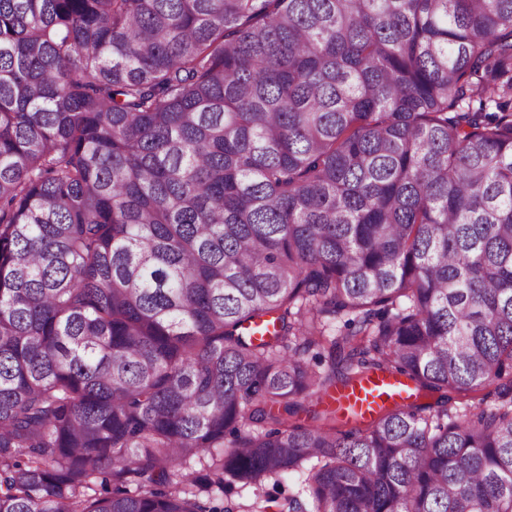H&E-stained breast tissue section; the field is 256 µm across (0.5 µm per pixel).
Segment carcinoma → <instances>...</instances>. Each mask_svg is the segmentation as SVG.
Instances as JSON below:
<instances>
[{
    "label": "carcinoma",
    "instance_id": "obj_1",
    "mask_svg": "<svg viewBox=\"0 0 512 512\" xmlns=\"http://www.w3.org/2000/svg\"><path fill=\"white\" fill-rule=\"evenodd\" d=\"M292 475L512 512V0H0V512ZM407 395L408 390L402 380L377 374L352 388L336 392V406L340 404L344 408L368 416L388 402Z\"/></svg>",
    "mask_w": 512,
    "mask_h": 512
}]
</instances>
